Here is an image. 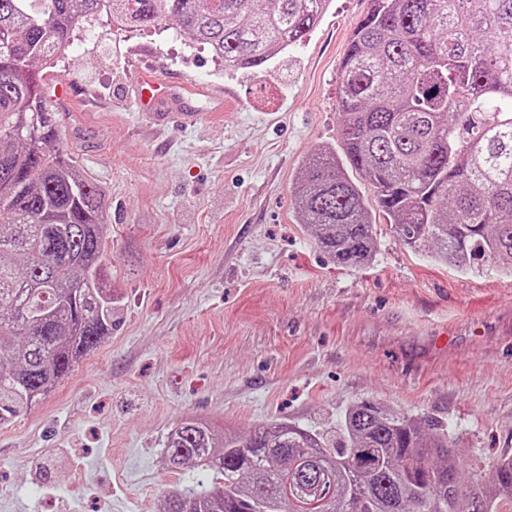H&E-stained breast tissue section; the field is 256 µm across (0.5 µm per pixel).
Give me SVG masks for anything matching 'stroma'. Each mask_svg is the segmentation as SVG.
<instances>
[{
    "label": "stroma",
    "instance_id": "1",
    "mask_svg": "<svg viewBox=\"0 0 512 512\" xmlns=\"http://www.w3.org/2000/svg\"><path fill=\"white\" fill-rule=\"evenodd\" d=\"M368 0H332L304 42L234 70L171 25L77 34L42 86L64 149L104 194L112 334L0 426V512H160L213 472L166 464L191 417L247 435L285 419L335 426L369 400L439 422L464 472L512 455V278L463 274L374 226L371 260L340 268L293 190L340 152V64ZM224 94L192 127L143 121L132 75ZM64 81L91 104L54 98Z\"/></svg>",
    "mask_w": 512,
    "mask_h": 512
}]
</instances>
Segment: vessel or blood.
<instances>
[{
    "mask_svg": "<svg viewBox=\"0 0 512 512\" xmlns=\"http://www.w3.org/2000/svg\"><path fill=\"white\" fill-rule=\"evenodd\" d=\"M133 83L138 109L145 120L162 123L173 116L189 124L202 120V113L190 103L194 94L190 87L160 79L149 70L137 72Z\"/></svg>",
    "mask_w": 512,
    "mask_h": 512,
    "instance_id": "obj_1",
    "label": "vessel or blood"
}]
</instances>
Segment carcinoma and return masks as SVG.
<instances>
[{"label":"carcinoma","instance_id":"1","mask_svg":"<svg viewBox=\"0 0 512 512\" xmlns=\"http://www.w3.org/2000/svg\"><path fill=\"white\" fill-rule=\"evenodd\" d=\"M331 3L0 0V425L112 334L103 191L61 146L30 64L55 68L86 25L171 21L225 65L260 68ZM337 96L342 152L311 155L296 188L318 246L360 267L378 217L438 263L512 277V0H370ZM166 456L174 470H212L220 487L169 495L162 512H512V456L466 484L447 434L370 401L333 432L280 420L238 437L186 418Z\"/></svg>","mask_w":512,"mask_h":512}]
</instances>
